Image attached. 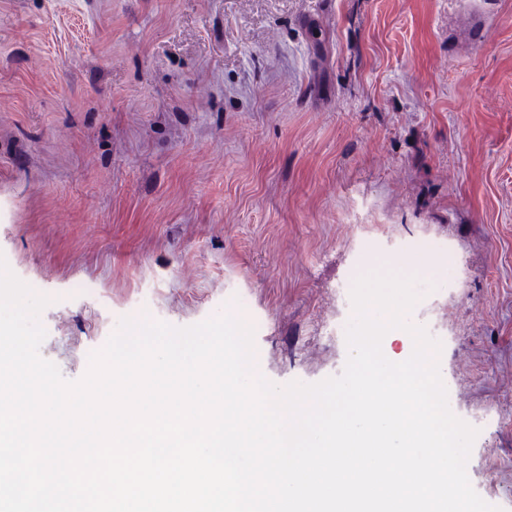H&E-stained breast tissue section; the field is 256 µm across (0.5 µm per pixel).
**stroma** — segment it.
Segmentation results:
<instances>
[{
  "label": "stroma",
  "instance_id": "obj_1",
  "mask_svg": "<svg viewBox=\"0 0 512 512\" xmlns=\"http://www.w3.org/2000/svg\"><path fill=\"white\" fill-rule=\"evenodd\" d=\"M0 255L66 380L243 303L278 385L342 373L338 287L431 262L411 317L512 512V0H0Z\"/></svg>",
  "mask_w": 512,
  "mask_h": 512
}]
</instances>
